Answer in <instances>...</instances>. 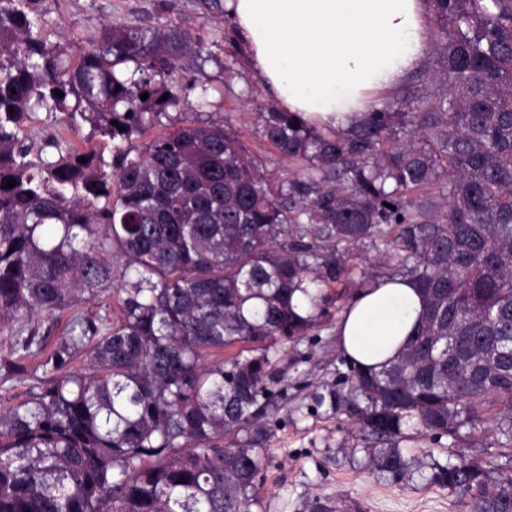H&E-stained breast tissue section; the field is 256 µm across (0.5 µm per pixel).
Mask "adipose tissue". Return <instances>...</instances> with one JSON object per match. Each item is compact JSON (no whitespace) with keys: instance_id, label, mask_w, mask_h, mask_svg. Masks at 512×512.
<instances>
[{"instance_id":"ef3b65f1","label":"adipose tissue","mask_w":512,"mask_h":512,"mask_svg":"<svg viewBox=\"0 0 512 512\" xmlns=\"http://www.w3.org/2000/svg\"><path fill=\"white\" fill-rule=\"evenodd\" d=\"M231 31L280 111L346 131L428 47L427 0H224ZM424 309L415 283L359 290L337 324L347 363L378 370L404 350Z\"/></svg>"}]
</instances>
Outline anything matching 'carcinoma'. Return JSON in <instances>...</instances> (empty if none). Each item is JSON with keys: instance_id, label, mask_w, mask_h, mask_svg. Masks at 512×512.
Wrapping results in <instances>:
<instances>
[{"instance_id": "cac0c4a2", "label": "carcinoma", "mask_w": 512, "mask_h": 512, "mask_svg": "<svg viewBox=\"0 0 512 512\" xmlns=\"http://www.w3.org/2000/svg\"><path fill=\"white\" fill-rule=\"evenodd\" d=\"M33 3L0 0V331L116 280L119 317L74 315L26 399L0 411V512H251L270 350L329 315L344 295L332 285L378 278L350 277L341 250L366 240L426 307L389 367L351 369L365 406L347 412L378 439L409 420L440 439L494 407L512 442V0H431L436 90L407 112L387 103L336 134L261 113L263 136L304 164L279 182L214 124L117 145L109 161L54 140L32 152L19 132L39 108L111 142L160 122L148 107L178 94L155 76L192 45L177 29L107 26L71 69ZM85 347L91 373L70 370ZM374 466L404 463L389 448ZM433 480L471 512H512V477L461 459Z\"/></svg>"}]
</instances>
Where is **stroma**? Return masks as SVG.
Returning a JSON list of instances; mask_svg holds the SVG:
<instances>
[{"instance_id": "obj_1", "label": "stroma", "mask_w": 512, "mask_h": 512, "mask_svg": "<svg viewBox=\"0 0 512 512\" xmlns=\"http://www.w3.org/2000/svg\"><path fill=\"white\" fill-rule=\"evenodd\" d=\"M35 7L48 42L70 66L99 43L110 24L176 28L191 37L194 54L160 77L161 83L177 89L178 104L166 107L160 124L132 137L131 147L188 121L219 124L240 136L264 172L276 178L299 174V166L261 134L260 115L276 104L234 40L222 0H36ZM20 136L39 144L55 136L83 151L103 147L88 122L69 123L46 111ZM76 313L99 323L111 321L118 314L115 292L82 301L74 311L39 318L35 327L47 346L66 334ZM340 313L332 308L309 336L280 346L273 355L277 381L264 419L268 465L258 489L260 504L252 512H351L355 503L363 504L366 512H469L466 499L434 482L437 467L462 455L498 478L512 472V446L489 419L475 432L464 429L459 438L439 440L411 423L396 441L409 466L405 476L396 480L371 468L369 459L379 440L323 399L331 389L349 391L350 368L336 336ZM16 341L11 332H0V378H7L10 386L0 396V411L22 401L41 374L36 356L24 358L22 371L5 373L3 363L16 351Z\"/></svg>"}]
</instances>
